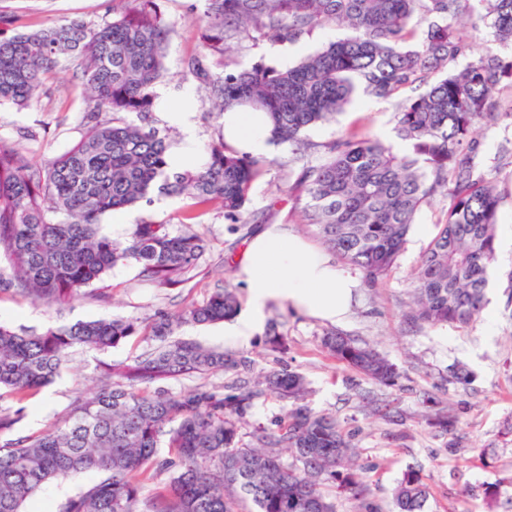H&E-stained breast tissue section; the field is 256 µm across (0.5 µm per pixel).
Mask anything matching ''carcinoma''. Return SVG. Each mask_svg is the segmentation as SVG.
<instances>
[{
	"mask_svg": "<svg viewBox=\"0 0 512 512\" xmlns=\"http://www.w3.org/2000/svg\"><path fill=\"white\" fill-rule=\"evenodd\" d=\"M162 0H120L112 21L90 29L79 19L36 28L0 10V105L26 106L43 79L65 58L79 62L89 90L91 126L67 152L47 164L20 145L0 139V291L12 290L49 307L101 281L118 265L135 264L161 288L180 285L207 250L192 231L205 208L218 202L224 216L244 219L249 191L272 163L239 152L224 139L211 142L203 162L183 171L169 163L170 143L152 124L153 88L167 76L171 28ZM203 27L187 68L211 93L218 115L265 112L270 140L303 154L300 133L343 111L361 89L398 104L395 132L411 151L398 154L381 140L351 131L324 145L327 157L297 176L303 221L313 235L374 283L394 265L419 208L448 199L413 281L405 318L412 324L467 323L486 301L496 258L501 197L493 172L512 158V141L485 164L477 128L488 119L512 120L502 98L512 88V55H477L458 19L470 0H202ZM481 20L495 41L512 46V0H479ZM352 30L290 66L258 63L239 69L225 60L215 73L202 58L224 60L235 37L296 41L327 24ZM424 26L414 40L415 27ZM468 59L458 71L456 62ZM104 112L137 120L104 122ZM184 195L175 232L144 220L122 241L103 232L108 213L152 201L154 193ZM230 288L191 302L177 314L157 311L140 325L130 319L81 321L43 332L0 325V512H22L52 480L97 472L100 479L69 496L61 512H141L142 491L156 485L149 512H335L319 478L336 474L351 444L336 419L303 403L307 384L287 369L266 374L241 392L201 385L173 394L160 383L247 367L244 358L175 335L183 324L209 325L236 315ZM134 336L153 350L123 371H103L96 389L77 399L58 426L11 437L23 404L53 382L66 351L106 350ZM324 345L339 361L391 385L395 367L369 347L331 331ZM158 384L154 392L134 383ZM270 392L291 402L277 429L258 427L242 443L251 401ZM168 456L156 459L158 448ZM296 464L285 465L282 451ZM428 490L408 471L393 493L396 512H424Z\"/></svg>",
	"mask_w": 512,
	"mask_h": 512,
	"instance_id": "cac0c4a2",
	"label": "carcinoma"
}]
</instances>
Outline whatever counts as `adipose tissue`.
I'll return each mask as SVG.
<instances>
[{
    "label": "adipose tissue",
    "mask_w": 512,
    "mask_h": 512,
    "mask_svg": "<svg viewBox=\"0 0 512 512\" xmlns=\"http://www.w3.org/2000/svg\"><path fill=\"white\" fill-rule=\"evenodd\" d=\"M224 139L250 154H267L268 115L225 113ZM234 276L247 291L246 310L225 322L224 334L242 341L262 330L270 308L284 303L299 314L345 323L357 288L356 281L329 256L311 248L282 224H267L255 232L235 261Z\"/></svg>",
    "instance_id": "obj_1"
}]
</instances>
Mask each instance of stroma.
<instances>
[{
	"instance_id": "1",
	"label": "stroma",
	"mask_w": 512,
	"mask_h": 512,
	"mask_svg": "<svg viewBox=\"0 0 512 512\" xmlns=\"http://www.w3.org/2000/svg\"><path fill=\"white\" fill-rule=\"evenodd\" d=\"M113 6L114 0H0L1 10L30 22L47 25L78 18L93 28L111 21ZM162 7L173 26L164 85L173 92L177 106L194 112L199 145L204 148L222 137L223 127L186 65L198 44L202 6L198 0H163ZM348 33L347 27L331 26L295 42L261 36L235 43L232 55L243 69L260 62L280 66ZM395 110V100L360 93L335 118L305 132V140L314 148L301 161H292L287 146H273L269 152L272 166L250 191L252 222L230 223L219 205H211L196 227L208 251L181 287H155L140 280L137 265H120L102 282L78 290L59 308L0 292V324L43 331L109 317L144 323L158 310L176 311L224 287L233 288L238 301H245L246 292L236 286L227 255L240 251L262 224H283L299 235L307 233L288 190L290 174L319 165L324 159L323 144L353 129L391 144L396 151H406L394 130ZM87 128L82 73L70 61L45 77L39 98L28 106L0 105V136L27 140V132L37 131V139L27 142L31 159L38 163L63 154ZM495 178L504 198L497 218L496 261L487 302L473 321L414 326L404 318L413 278L447 207L442 196L422 206L387 274L376 283L360 284L352 314L340 330L396 366L395 386L380 385L331 357L322 343L330 323L296 314L285 306L271 310L267 317L288 343L284 354L271 350L265 332L240 343L225 336L220 323L184 325L177 331L178 336L249 360L248 369L206 376L208 385L229 386L282 368L305 377L306 404L335 416L352 446L351 462L361 471L366 487L365 492L357 493L341 488L331 477H322L321 487L334 501L336 512H365L368 503L374 512H392L393 490L410 469L418 471L429 489L425 512H512V309L506 306L505 294L507 275L512 272V163L501 166ZM183 204L182 197L157 194L151 204L126 210L125 224H118L113 213L102 221L112 226L113 238L121 239L131 225L145 219L177 224ZM153 346V341L137 336L105 351L70 349L61 376L25 401L17 434L41 431L65 416L79 397L95 388L101 366L131 362ZM441 407L457 419L452 431L429 421ZM92 480V475L83 474L51 481L25 502L23 512H60L65 499ZM490 485L497 492L492 500L485 495Z\"/></svg>"
}]
</instances>
